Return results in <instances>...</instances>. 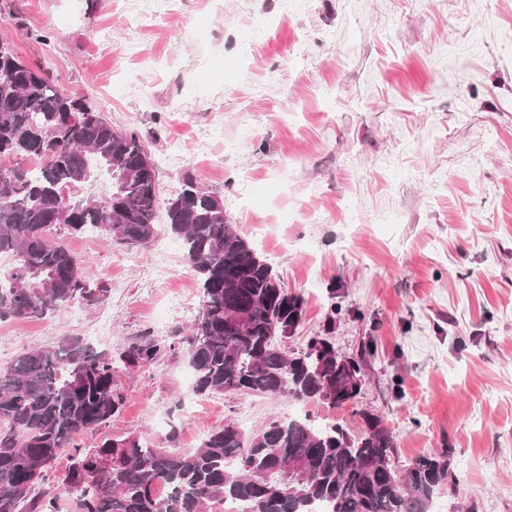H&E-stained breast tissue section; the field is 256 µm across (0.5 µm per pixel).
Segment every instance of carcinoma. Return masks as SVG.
Returning <instances> with one entry per match:
<instances>
[{
	"label": "carcinoma",
	"mask_w": 512,
	"mask_h": 512,
	"mask_svg": "<svg viewBox=\"0 0 512 512\" xmlns=\"http://www.w3.org/2000/svg\"><path fill=\"white\" fill-rule=\"evenodd\" d=\"M0 322L40 319L73 301L94 306L108 289L83 273L64 244L92 233L144 246L157 234V171L139 136L112 128L84 97L66 95L0 42ZM36 158L42 166L20 164ZM111 189L82 193L100 173ZM170 231L198 274V315L184 337L197 395L271 394L332 409L358 400L354 357L336 361L326 336L287 346L305 300L286 290L272 266L227 223L224 203L193 180L169 201ZM169 348L145 336L119 354L79 338L25 350L0 368V512H59V494L39 489L62 456L71 512H433L443 492L459 497L460 478L443 448L403 466L383 418L359 411L364 430L309 417L271 420L250 434L233 423L189 452L150 448L139 438H74L102 432L124 403L115 360L151 365Z\"/></svg>",
	"instance_id": "cac0c4a2"
}]
</instances>
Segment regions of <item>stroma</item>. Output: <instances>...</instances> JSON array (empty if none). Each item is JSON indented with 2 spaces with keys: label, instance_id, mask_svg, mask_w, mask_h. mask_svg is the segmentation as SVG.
I'll return each mask as SVG.
<instances>
[{
  "label": "stroma",
  "instance_id": "35a3bbf8",
  "mask_svg": "<svg viewBox=\"0 0 512 512\" xmlns=\"http://www.w3.org/2000/svg\"><path fill=\"white\" fill-rule=\"evenodd\" d=\"M0 42L136 132L158 187L152 244L66 240L105 303L0 322V367L72 337L118 354L160 336L171 351L117 370L106 435L187 452L228 422L357 431L368 408L402 463L452 449L478 512H512V0H0ZM189 178L242 238L267 235L305 300L291 347L373 342L356 405L193 393L191 320L168 298L201 288L166 225Z\"/></svg>",
  "mask_w": 512,
  "mask_h": 512
}]
</instances>
